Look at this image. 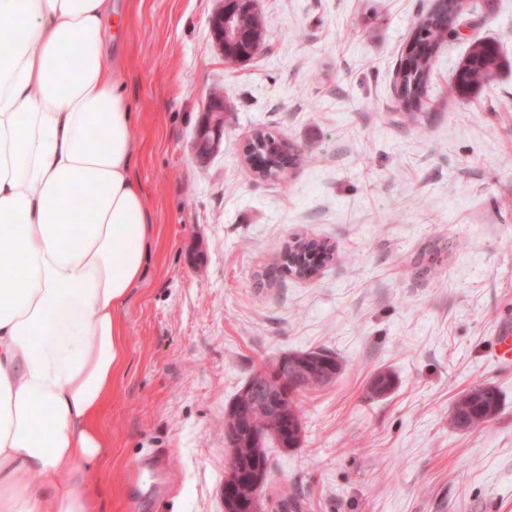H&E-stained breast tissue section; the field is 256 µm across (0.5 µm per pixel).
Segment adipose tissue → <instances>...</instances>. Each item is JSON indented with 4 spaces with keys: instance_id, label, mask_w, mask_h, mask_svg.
<instances>
[{
    "instance_id": "ef3b65f1",
    "label": "adipose tissue",
    "mask_w": 512,
    "mask_h": 512,
    "mask_svg": "<svg viewBox=\"0 0 512 512\" xmlns=\"http://www.w3.org/2000/svg\"><path fill=\"white\" fill-rule=\"evenodd\" d=\"M112 0H0V512H99L153 226Z\"/></svg>"
}]
</instances>
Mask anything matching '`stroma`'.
Instances as JSON below:
<instances>
[{"mask_svg": "<svg viewBox=\"0 0 512 512\" xmlns=\"http://www.w3.org/2000/svg\"><path fill=\"white\" fill-rule=\"evenodd\" d=\"M432 2L260 0L265 42L231 67L209 24L218 0H114L153 238L124 307L101 512H224L226 407L265 363L320 347L342 371L304 398L301 446L270 449L263 512L283 490L301 512H512V366L491 353L512 323V0L458 22L411 119L397 62ZM483 38L506 65L458 96L452 75ZM214 90L224 147L202 165ZM256 129L297 146L287 182L246 166ZM297 238L333 259L270 281ZM383 371L396 385L380 396ZM477 383L500 389V413L456 430L451 406ZM157 450L167 472L143 464ZM215 96L210 94L206 101L193 144L194 155L201 163H206L224 144V99Z\"/></svg>", "mask_w": 512, "mask_h": 512, "instance_id": "obj_1", "label": "stroma"}]
</instances>
